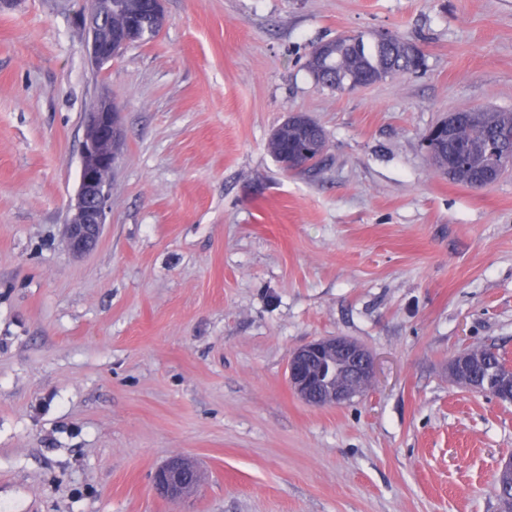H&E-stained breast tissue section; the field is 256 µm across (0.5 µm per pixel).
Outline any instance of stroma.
<instances>
[{"mask_svg": "<svg viewBox=\"0 0 512 512\" xmlns=\"http://www.w3.org/2000/svg\"><path fill=\"white\" fill-rule=\"evenodd\" d=\"M86 0L0 8V512H498L512 405L448 378L512 361V169L433 164L451 112H512V0H165L154 39L89 63ZM385 32L423 66L339 93L312 46ZM122 133L106 224L69 250L84 119ZM302 112L319 170L272 131ZM350 338L366 392L315 408L288 354ZM176 454L203 474L176 509ZM323 129L305 114L297 113L271 134L267 149L288 171L315 169L325 151ZM494 349L493 346L490 345H482L473 348L472 353L475 356L476 363L474 365V372L477 376H479L483 382L485 383L487 378L490 376L492 370H495L493 385L497 384L496 381V371L498 370L503 375H506L504 365L507 363L506 359L502 354L496 351V354L492 352ZM480 358V360L477 359ZM471 361V351L463 350L456 353L448 360V373L455 380L463 384L464 388L477 394L491 393L499 402L512 403V367L510 371V381L506 390L495 387L493 391H485L480 386L473 384L468 374V365ZM200 472L188 456L175 455L156 471L154 485L169 501L180 504L189 500L200 486Z\"/></svg>", "mask_w": 512, "mask_h": 512, "instance_id": "obj_1", "label": "stroma"}]
</instances>
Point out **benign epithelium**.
<instances>
[{"label":"benign epithelium","mask_w":512,"mask_h":512,"mask_svg":"<svg viewBox=\"0 0 512 512\" xmlns=\"http://www.w3.org/2000/svg\"><path fill=\"white\" fill-rule=\"evenodd\" d=\"M81 22L91 30L90 57L103 65L116 56L112 51V30L102 29L104 14L97 0H92ZM117 106L112 98H100L87 113V131L82 146L79 185L74 213L65 225L68 246L74 253L90 251L97 243L104 224L110 197L112 170L116 163L113 148L118 134ZM471 351L463 350L448 360V373L464 388L486 394L472 383L468 374ZM373 361L361 345L344 337L312 340L294 349L288 358V382L307 404L334 407L356 396V381L370 380ZM200 472L188 456L175 455L156 471L154 485L169 501L180 504L189 500L200 486Z\"/></svg>","instance_id":"obj_1"}]
</instances>
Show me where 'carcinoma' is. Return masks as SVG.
<instances>
[{
	"label": "carcinoma",
	"instance_id": "carcinoma-1",
	"mask_svg": "<svg viewBox=\"0 0 512 512\" xmlns=\"http://www.w3.org/2000/svg\"><path fill=\"white\" fill-rule=\"evenodd\" d=\"M112 34L118 37L117 49H122L120 37L130 27L146 19L143 0H112V14L106 16ZM422 53L415 45L394 38L381 40L374 35H348L315 46L309 54L307 68L321 84L344 91L370 84L393 72L409 73L421 66ZM434 165L448 169L456 182L470 185L474 176L488 168L506 169L512 165V112L477 109L467 112L457 122L453 135L428 139ZM323 129L302 113L288 117L271 134L267 149L288 171L315 169L325 151ZM478 357L474 372L487 380L491 371L505 373L506 359L493 353V347L473 348Z\"/></svg>",
	"mask_w": 512,
	"mask_h": 512
}]
</instances>
